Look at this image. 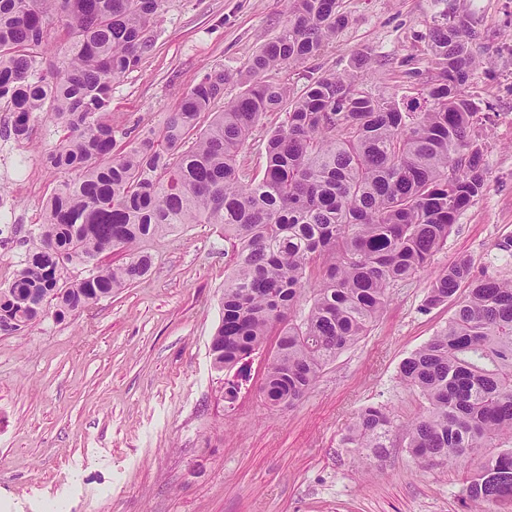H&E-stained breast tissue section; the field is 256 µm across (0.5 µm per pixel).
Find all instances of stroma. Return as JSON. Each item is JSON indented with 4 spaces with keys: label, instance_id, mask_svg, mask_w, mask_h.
I'll use <instances>...</instances> for the list:
<instances>
[{
    "label": "stroma",
    "instance_id": "obj_1",
    "mask_svg": "<svg viewBox=\"0 0 512 512\" xmlns=\"http://www.w3.org/2000/svg\"><path fill=\"white\" fill-rule=\"evenodd\" d=\"M348 27L310 61L315 75H343L370 53L371 87L411 97L426 68L424 39L448 8L472 14L477 67L465 87L479 119L486 189L458 217L430 271L393 288L366 336L323 368L294 407H270L258 387L270 357L250 358L234 406L209 344L221 318L232 254L216 224H188L145 242L148 276L92 308L46 315L0 335V512H468L465 474L419 467L386 448L372 472L343 438L363 406L397 420L417 416L419 396L398 368L455 310L424 309L431 270L469 258L475 274L512 276L495 248L512 235V0H345ZM288 22V0H168L155 46L114 84L112 123L125 145L159 126L206 73L236 74ZM282 120L270 112L239 158L262 176L267 142ZM62 135L48 121L18 142L22 175L0 157V193L18 216L0 247V287L25 258V239L60 179L46 162Z\"/></svg>",
    "mask_w": 512,
    "mask_h": 512
}]
</instances>
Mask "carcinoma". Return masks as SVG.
Instances as JSON below:
<instances>
[{
    "instance_id": "cac0c4a2",
    "label": "carcinoma",
    "mask_w": 512,
    "mask_h": 512,
    "mask_svg": "<svg viewBox=\"0 0 512 512\" xmlns=\"http://www.w3.org/2000/svg\"><path fill=\"white\" fill-rule=\"evenodd\" d=\"M166 0H0L4 132L28 138L45 117L64 131L46 161L66 174L43 204L26 259L0 287V334L49 310L58 318L129 288L153 257L142 243L185 224H219L233 251L213 367L247 377L251 355L275 340L260 386L270 406H294L324 366L366 335L390 288L427 270L456 217L485 191L478 121L464 88L476 61L475 21L443 13L428 34V66L408 101L368 88L370 56L343 76L289 79L349 23L343 0H288V24L240 75L212 71L162 126L114 153L112 87L155 43ZM212 116L198 134L201 115ZM268 112L283 113L260 178L238 157ZM75 172L69 177L67 173ZM120 250L126 260L101 265ZM94 263L69 283L67 264ZM466 294L457 298L460 288ZM454 301L444 328L406 357L399 378L425 402L403 425L366 406L344 437L371 465L401 442L421 466L465 465L470 512H512V279L476 277L468 259L433 272L424 307Z\"/></svg>"
}]
</instances>
